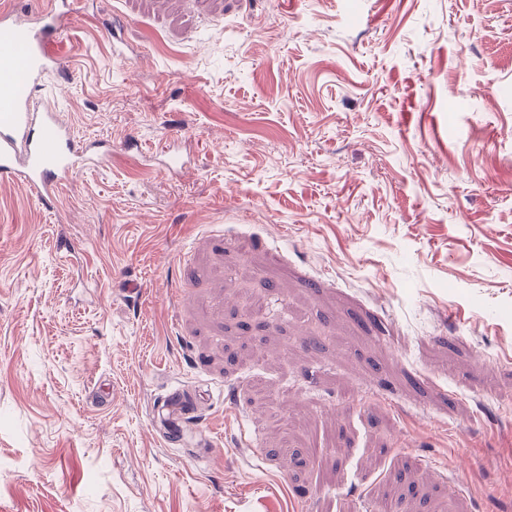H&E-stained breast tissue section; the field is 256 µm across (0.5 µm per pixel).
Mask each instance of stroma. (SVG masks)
Here are the masks:
<instances>
[{
    "mask_svg": "<svg viewBox=\"0 0 512 512\" xmlns=\"http://www.w3.org/2000/svg\"><path fill=\"white\" fill-rule=\"evenodd\" d=\"M68 2L111 161L0 177V512H512V0Z\"/></svg>",
    "mask_w": 512,
    "mask_h": 512,
    "instance_id": "stroma-1",
    "label": "stroma"
}]
</instances>
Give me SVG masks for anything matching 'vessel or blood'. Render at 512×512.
Instances as JSON below:
<instances>
[{"mask_svg":"<svg viewBox=\"0 0 512 512\" xmlns=\"http://www.w3.org/2000/svg\"><path fill=\"white\" fill-rule=\"evenodd\" d=\"M68 18L49 9L34 20L0 11V176L19 178L42 205H51L76 166H101L106 152L79 149L52 109H35L30 87L56 70L55 46Z\"/></svg>","mask_w":512,"mask_h":512,"instance_id":"b4317fda","label":"vessel or blood"}]
</instances>
